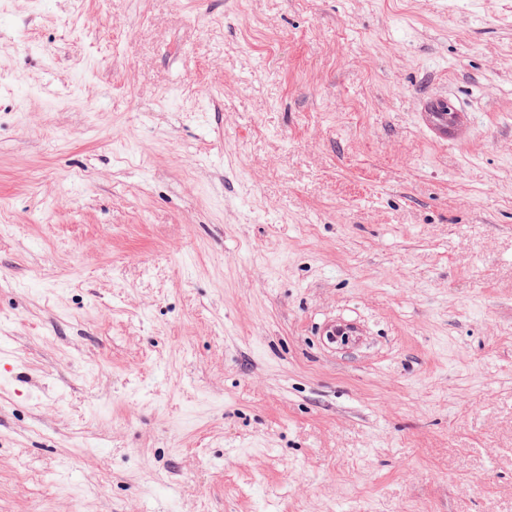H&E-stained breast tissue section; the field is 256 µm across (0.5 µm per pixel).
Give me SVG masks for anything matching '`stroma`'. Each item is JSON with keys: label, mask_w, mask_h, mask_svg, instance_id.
<instances>
[{"label": "stroma", "mask_w": 512, "mask_h": 512, "mask_svg": "<svg viewBox=\"0 0 512 512\" xmlns=\"http://www.w3.org/2000/svg\"><path fill=\"white\" fill-rule=\"evenodd\" d=\"M0 512H512V0H0Z\"/></svg>", "instance_id": "obj_1"}]
</instances>
